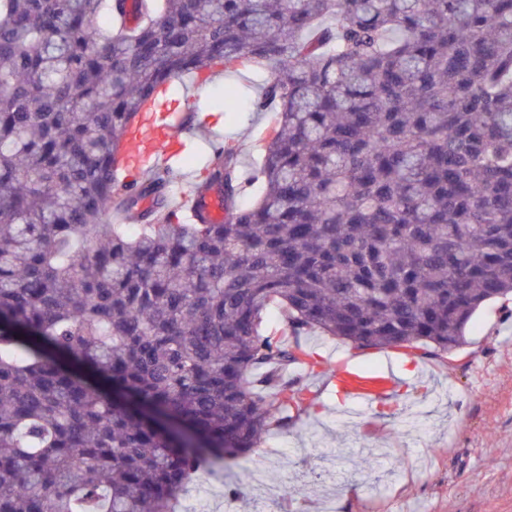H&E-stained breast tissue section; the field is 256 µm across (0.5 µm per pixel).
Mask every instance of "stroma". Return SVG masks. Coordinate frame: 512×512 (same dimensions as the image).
Masks as SVG:
<instances>
[{
	"instance_id": "obj_1",
	"label": "stroma",
	"mask_w": 512,
	"mask_h": 512,
	"mask_svg": "<svg viewBox=\"0 0 512 512\" xmlns=\"http://www.w3.org/2000/svg\"><path fill=\"white\" fill-rule=\"evenodd\" d=\"M238 68L206 85L198 102L214 124L191 132L174 158L184 184L205 173L211 147L238 152L253 168L273 123L252 100L238 109L220 104L228 84L263 82ZM467 343L445 359L406 349H357L317 332L302 337L321 362L304 377L312 404L286 430L268 433L255 452L223 473H201L181 512H512V300L492 302L474 315ZM375 370L408 362L401 373L406 399L411 372L425 374L431 394L422 413L392 403L361 407L342 402L328 383L334 358ZM241 491L239 498L227 488Z\"/></svg>"
}]
</instances>
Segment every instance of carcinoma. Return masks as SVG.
I'll return each instance as SVG.
<instances>
[{
    "label": "carcinoma",
    "instance_id": "carcinoma-1",
    "mask_svg": "<svg viewBox=\"0 0 512 512\" xmlns=\"http://www.w3.org/2000/svg\"><path fill=\"white\" fill-rule=\"evenodd\" d=\"M0 0V512H176L306 409L300 338L466 343L512 296V0ZM272 79L273 136L196 185L115 189L154 91L215 63ZM131 223L108 224L106 213ZM277 309L292 342L261 328Z\"/></svg>",
    "mask_w": 512,
    "mask_h": 512
}]
</instances>
